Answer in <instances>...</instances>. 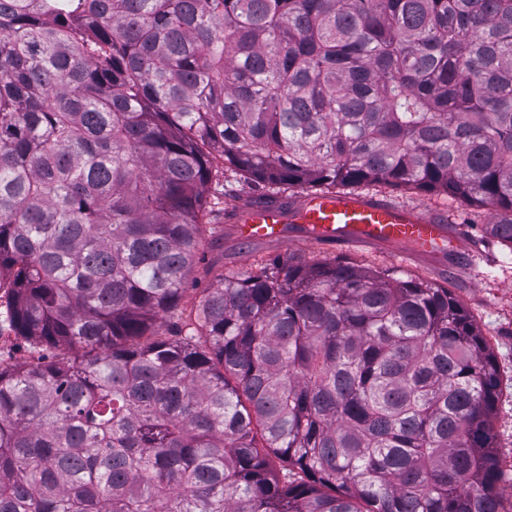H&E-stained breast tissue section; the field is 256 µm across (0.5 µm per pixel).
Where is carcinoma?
<instances>
[{
    "label": "carcinoma",
    "mask_w": 512,
    "mask_h": 512,
    "mask_svg": "<svg viewBox=\"0 0 512 512\" xmlns=\"http://www.w3.org/2000/svg\"><path fill=\"white\" fill-rule=\"evenodd\" d=\"M217 150L489 206L512 249V0H0V512H504L448 289L276 258L153 332Z\"/></svg>",
    "instance_id": "obj_1"
}]
</instances>
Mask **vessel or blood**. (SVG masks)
<instances>
[{
	"label": "vessel or blood",
	"instance_id": "obj_1",
	"mask_svg": "<svg viewBox=\"0 0 512 512\" xmlns=\"http://www.w3.org/2000/svg\"><path fill=\"white\" fill-rule=\"evenodd\" d=\"M232 219L245 241H284L292 224L302 236L327 243L390 244L435 251L457 239L453 228L440 220L364 195L264 201L240 209Z\"/></svg>",
	"mask_w": 512,
	"mask_h": 512
}]
</instances>
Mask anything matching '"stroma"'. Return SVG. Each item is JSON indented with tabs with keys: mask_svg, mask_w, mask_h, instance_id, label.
<instances>
[{
	"mask_svg": "<svg viewBox=\"0 0 512 512\" xmlns=\"http://www.w3.org/2000/svg\"><path fill=\"white\" fill-rule=\"evenodd\" d=\"M357 192L415 208L463 228L465 248L452 246L424 253L410 246L328 245L296 232L284 243H243L234 224L226 222V214L249 203L269 200L272 194L228 169L223 183L209 188V197H221L222 202L218 205L212 202L207 207L199 251L184 282L178 316L160 319L155 331L161 336L169 335L176 320H187L207 289L217 287L218 275H239L277 256L311 263L336 261L387 269L402 279L417 277L448 289L487 342L503 379L495 406L494 428L496 454L504 472L499 495L506 512H512V249L490 235L488 226L494 223L495 214L488 207L445 193L397 189L383 184L363 185Z\"/></svg>",
	"mask_w": 512,
	"mask_h": 512,
	"instance_id": "1",
	"label": "stroma"
}]
</instances>
